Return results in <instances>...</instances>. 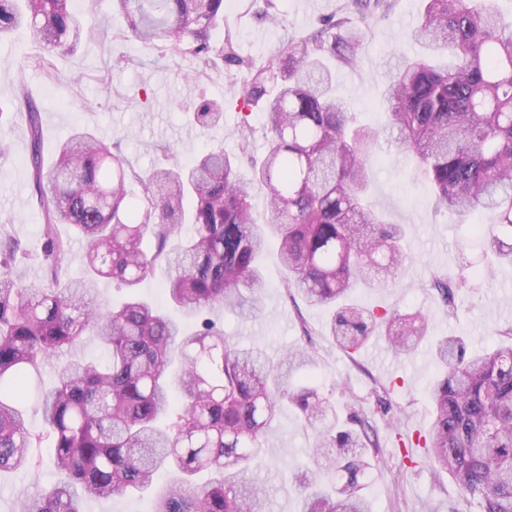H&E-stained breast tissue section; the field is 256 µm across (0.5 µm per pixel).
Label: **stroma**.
<instances>
[{
	"label": "stroma",
	"mask_w": 512,
	"mask_h": 512,
	"mask_svg": "<svg viewBox=\"0 0 512 512\" xmlns=\"http://www.w3.org/2000/svg\"><path fill=\"white\" fill-rule=\"evenodd\" d=\"M250 2L226 0L224 25L236 35L242 56L262 62L272 58L281 42L299 39L335 12L340 0H274L282 18L277 25L250 14ZM75 8L83 22L108 19L114 31L54 57L52 69L43 68V51L23 32L0 39V110L9 114L0 125V136L10 143L9 156L0 158V222H11L14 235L26 244L28 253L17 264L30 282L42 276L45 238L27 165L26 122L12 109L19 85H26L41 107L43 159L48 166L60 144L78 130L120 142L130 167L139 172L161 162L163 146L171 148L178 163L217 144L230 153L239 150L238 112L225 111L223 126L209 130L192 125L186 117L201 97L228 96L235 68L195 78L188 58L170 52L158 61L152 52L117 36L124 22L112 15L111 0H77ZM422 8V0H396L372 29L357 66H337L336 95L362 124L384 125L386 79L400 55L416 51L412 32ZM370 203L393 223L406 227L407 261L396 284L369 279L358 290L360 301L378 311H422L435 338L464 336L474 350L498 344L499 330L512 326V265L497 266L489 282L467 284L457 293L454 309H447L430 286L433 276L459 274L462 261L479 264L483 257L476 250L459 253L465 226L456 216L436 209L429 186L413 176L409 157L385 140L375 150ZM263 267L268 288L258 311L225 312L220 324L226 336L243 346L280 353L303 343V330H311L317 353L313 372L342 418L359 408L375 407L376 385H396L389 397V416L378 415L372 421L381 449V463L368 475L366 495L372 512H480L477 501L464 499L448 473L433 470L422 449L410 451L411 468H399L408 452L399 446V435L416 436L431 423L428 385L440 367L429 346L404 355L374 337L355 355H347L324 334L326 309L287 297L276 248L266 251ZM312 441V433L300 427L296 410L284 407L262 440L267 512H299L302 490L293 474L308 462ZM58 479L48 464L36 472L1 474L0 512H13L20 498L38 494Z\"/></svg>",
	"instance_id": "35a3bbf8"
}]
</instances>
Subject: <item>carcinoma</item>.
<instances>
[{
    "instance_id": "cac0c4a2",
    "label": "carcinoma",
    "mask_w": 512,
    "mask_h": 512,
    "mask_svg": "<svg viewBox=\"0 0 512 512\" xmlns=\"http://www.w3.org/2000/svg\"><path fill=\"white\" fill-rule=\"evenodd\" d=\"M73 4L0 0V38L23 29L53 57L112 26L82 23ZM112 4L125 19L119 34L143 48L188 57L198 75L220 62L244 71L233 102L204 99L193 112L206 128L223 124L231 104L243 112L240 154L217 147L185 165L140 173L119 143L75 132L46 170L41 108L20 86L15 107L28 127L46 246L42 282L29 284L11 267L25 245L0 224V472L39 470L32 449L48 441L62 479L21 500L18 512H83L88 499L149 490L162 468L177 478L155 494L151 512H264L256 459L286 403L315 433L316 468L336 475L330 490L312 471L294 475L302 512H371L362 480L380 464L377 437L360 413L352 426H339L307 371L311 346L277 359L238 347L211 319L188 335L136 288L160 262L168 299L183 316L254 311L267 288L259 259L274 240L287 295L330 311L326 335L337 347L350 356L377 335L412 352L428 335L422 312L379 314L353 299L369 272L387 283L404 270L401 226L367 204L370 163L381 134L396 133L436 206L462 224L476 211L491 212L492 224H470L467 232L484 253L512 263V17L496 0H424L414 32L422 53L398 59L385 89L388 119L375 128L356 124L336 98L330 62L355 63L370 22L389 13L391 0H344L339 13L259 63L240 56L224 30V0ZM260 103L268 144L244 178L249 116ZM258 189L266 197L262 223L251 205ZM59 224L87 244L78 279L61 280L70 240L56 235ZM147 236L151 252L142 247ZM466 268V276L432 279L450 312L459 288L491 275ZM103 279L128 290L119 306L100 303ZM88 331L107 361L72 357L53 386L36 387L45 428L31 431L32 377L45 360L78 350ZM499 335L508 341L471 354L460 336L438 341L432 424L415 444L481 512H512V327Z\"/></svg>"
}]
</instances>
